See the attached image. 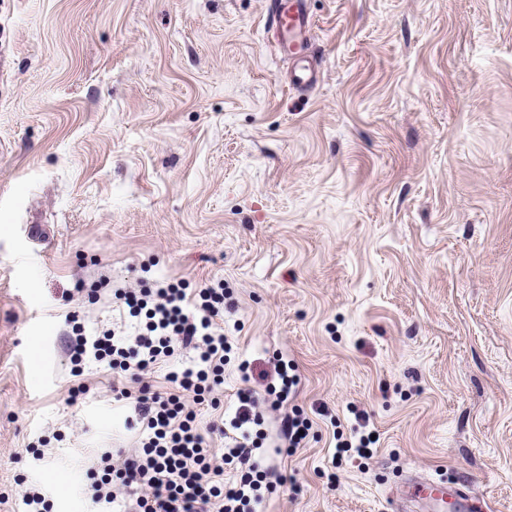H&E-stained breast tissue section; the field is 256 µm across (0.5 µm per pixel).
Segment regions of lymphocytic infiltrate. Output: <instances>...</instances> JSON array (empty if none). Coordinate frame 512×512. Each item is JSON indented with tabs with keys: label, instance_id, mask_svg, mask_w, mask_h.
I'll return each mask as SVG.
<instances>
[{
	"label": "lymphocytic infiltrate",
	"instance_id": "1",
	"mask_svg": "<svg viewBox=\"0 0 512 512\" xmlns=\"http://www.w3.org/2000/svg\"><path fill=\"white\" fill-rule=\"evenodd\" d=\"M119 312L132 335L78 336L69 347L77 360H108L139 388L135 410L146 433L142 448L122 467L92 483L94 502L132 500L136 512H202L217 503L221 512H261L259 494L266 470L253 460L248 442L213 448L197 424L196 406L219 410L213 397L224 382L225 356L232 346L220 322L224 316L223 285L207 284L187 291L177 284L158 288L120 289ZM179 348L194 350L190 363L169 372L168 392L153 390L142 376ZM283 396L262 398L251 387L237 392L238 406L229 424L241 432L257 425L264 409L280 410ZM239 464L235 480L225 482L224 468Z\"/></svg>",
	"mask_w": 512,
	"mask_h": 512
}]
</instances>
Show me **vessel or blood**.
Segmentation results:
<instances>
[{"mask_svg":"<svg viewBox=\"0 0 512 512\" xmlns=\"http://www.w3.org/2000/svg\"><path fill=\"white\" fill-rule=\"evenodd\" d=\"M304 0H266L265 23L275 29L279 42L294 56L291 82L310 88L318 82V70L304 51L314 26L303 7ZM425 502L433 512H486L488 505L466 482L413 479L403 494L393 500L395 512H404L407 502Z\"/></svg>","mask_w":512,"mask_h":512,"instance_id":"b4317fda","label":"vessel or blood"}]
</instances>
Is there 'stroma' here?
Masks as SVG:
<instances>
[{
    "label": "stroma",
    "mask_w": 512,
    "mask_h": 512,
    "mask_svg": "<svg viewBox=\"0 0 512 512\" xmlns=\"http://www.w3.org/2000/svg\"><path fill=\"white\" fill-rule=\"evenodd\" d=\"M307 7L312 89L265 0H0V512H101L137 385L65 337L123 331L141 277L223 281L251 386L298 377L266 512H387L417 475L512 512V0ZM358 411L374 454L333 469ZM305 420L304 418L301 419L300 416L295 413L290 415L288 412L284 413L279 418L281 436L288 442L289 447H299L301 441L306 438L308 426ZM300 430H303L304 434H300Z\"/></svg>",
    "instance_id": "obj_1"
}]
</instances>
